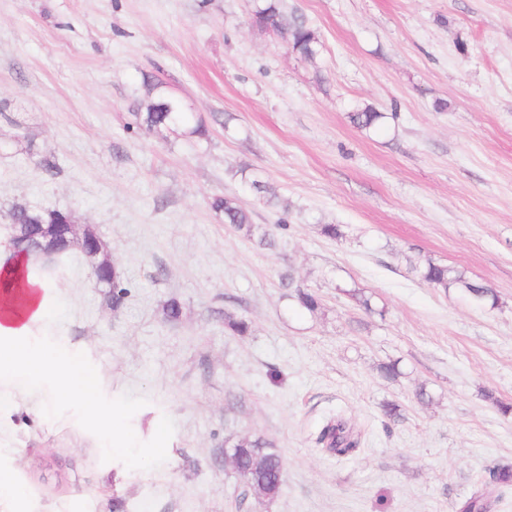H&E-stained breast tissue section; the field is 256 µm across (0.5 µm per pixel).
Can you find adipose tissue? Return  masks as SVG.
Instances as JSON below:
<instances>
[{"instance_id": "obj_1", "label": "adipose tissue", "mask_w": 512, "mask_h": 512, "mask_svg": "<svg viewBox=\"0 0 512 512\" xmlns=\"http://www.w3.org/2000/svg\"><path fill=\"white\" fill-rule=\"evenodd\" d=\"M49 313L47 284L26 274L22 259L0 262V378L23 375L35 386L51 383L61 398L81 401L89 421L127 447L124 408L99 404L98 375L68 351L31 344Z\"/></svg>"}]
</instances>
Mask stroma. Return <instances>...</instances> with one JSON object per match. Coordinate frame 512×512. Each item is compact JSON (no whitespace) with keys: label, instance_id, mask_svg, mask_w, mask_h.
<instances>
[{"label":"stroma","instance_id":"obj_1","mask_svg":"<svg viewBox=\"0 0 512 512\" xmlns=\"http://www.w3.org/2000/svg\"><path fill=\"white\" fill-rule=\"evenodd\" d=\"M282 2L314 58L254 26V0H0V254L17 204L70 211L109 246L122 304L71 251L32 341L97 370L133 437L116 447L51 387L20 398L0 470L22 495L0 512H461L478 493L512 512V485L487 481L512 465V0ZM157 81L208 138L129 132ZM367 105L382 127L350 122ZM217 196L286 219L278 249L225 224ZM426 259L496 304L430 287L410 269ZM339 411L362 434L345 456L314 443ZM244 435L284 460L275 498L243 494L224 460ZM281 286L282 288H288V290L293 289L299 304L306 310L315 312L319 309L321 305L319 297L308 290H304V287L296 282L290 272H286L282 275Z\"/></svg>","mask_w":512,"mask_h":512}]
</instances>
